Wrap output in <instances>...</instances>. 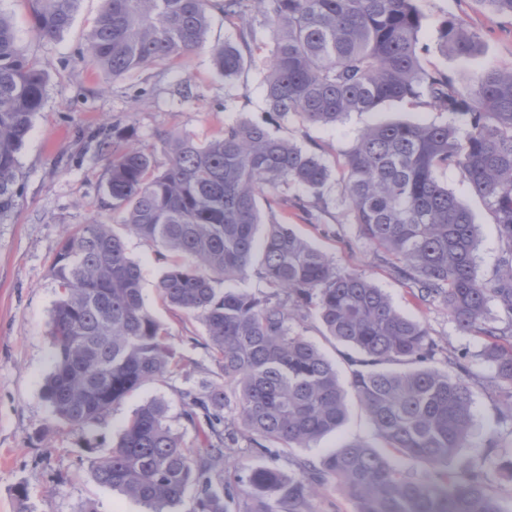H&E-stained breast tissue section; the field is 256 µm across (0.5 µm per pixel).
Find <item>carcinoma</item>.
<instances>
[{
  "label": "carcinoma",
  "instance_id": "obj_1",
  "mask_svg": "<svg viewBox=\"0 0 512 512\" xmlns=\"http://www.w3.org/2000/svg\"><path fill=\"white\" fill-rule=\"evenodd\" d=\"M29 2L34 31L51 40L70 28L80 0ZM416 2L103 0L84 56L105 81L187 56L218 10L242 22L237 43L212 49L230 82L251 53L256 12L273 31L263 77L271 111L325 126L390 101L420 100L448 113L445 123L366 127L341 165V196L361 237L412 283L415 303L443 305L461 333L483 338L499 416L512 423V67L486 69L462 88L426 68ZM438 42L443 53L471 59L482 36L452 18L438 26ZM47 81L19 52L0 11L1 220L18 205L19 153ZM89 139L108 160L101 189L112 222L97 217L67 228L50 269L61 296L44 398L56 423L88 430L180 365L113 222L175 257L157 291L202 325L215 365L177 391L185 419L200 425L202 447L184 446L165 399L148 400L110 450L88 458L97 483L146 512H316L313 500L330 488L352 512H505L488 471L512 483V443L492 439L481 465L448 469L467 446L483 389L463 358L449 354L445 367L435 366L440 347L425 322L261 211L259 196L290 185L322 198L330 171L316 154L245 121L204 142L187 134L161 140L162 170L140 147L114 151L103 128ZM450 166L497 224L502 268L488 278L478 272L472 214L438 178ZM254 269L268 292L223 287ZM492 303L501 317H488ZM311 316L349 349L347 381L299 331ZM350 393L381 446L346 441L317 462L293 455L345 423ZM238 436L252 448L279 449L291 469L240 463L232 455ZM403 460L417 470H404Z\"/></svg>",
  "mask_w": 512,
  "mask_h": 512
}]
</instances>
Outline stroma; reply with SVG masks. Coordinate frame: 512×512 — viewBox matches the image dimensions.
I'll use <instances>...</instances> for the list:
<instances>
[{
    "label": "stroma",
    "mask_w": 512,
    "mask_h": 512,
    "mask_svg": "<svg viewBox=\"0 0 512 512\" xmlns=\"http://www.w3.org/2000/svg\"><path fill=\"white\" fill-rule=\"evenodd\" d=\"M423 17L420 39L428 48V67L448 72L456 86L477 80L483 69L512 64V16L487 10L479 0H418ZM102 0H80L68 31L55 40L38 38L32 26L29 0H0L10 16L19 49L35 57L49 76L46 102L34 120L20 154L21 196L15 212L0 221V512H83L94 504L97 512H143L138 503L123 498L94 480L87 462L88 448L110 449L136 407L155 398L169 404L170 423L185 446L195 447L196 430L182 415L180 389L202 377L213 362L201 345L202 325L166 305L156 285L171 263L156 246L123 231L126 252L139 266L145 302L168 329L170 341L184 364L166 382H150L116 406L107 421L80 434L58 429L42 396L54 350L51 315L59 289L50 266L60 239L70 224L102 215L99 187L107 161L95 155L87 135L100 125L117 126L123 138L117 148L136 145L153 151L158 167L167 157L161 140L170 134H188L199 140L214 136L225 124L246 120L265 126L276 136L313 151L336 169L356 137L375 123L447 121L448 115L417 101L389 102L375 112H356L336 126L313 125L295 116L278 118L268 109L261 81L262 63L272 43V31L254 20L251 58L238 77L224 81L211 61L213 46L236 41L238 26L212 11L202 46L175 64H157L102 83L79 53L93 26ZM460 17L480 30L482 54L466 62L444 55L437 42L439 23ZM192 94L181 97L180 83ZM439 179L466 206L478 226L477 265L489 275L501 261L497 226L491 214L455 168L441 170ZM339 181H330L322 198L300 187L287 189L290 207L281 215L300 235L326 253L342 270L366 277L389 295L409 317L426 322L443 352L463 355L471 372L486 383L478 391L469 442L452 463L460 468L482 461L492 437H512V427L498 418L490 387L493 368L483 357L481 337L458 332L447 310L439 304L420 308L413 303L408 284L390 263L358 234L340 200ZM374 441L373 430L357 405H350L342 427L300 457L319 458L340 443Z\"/></svg>",
    "instance_id": "35a3bbf8"
}]
</instances>
